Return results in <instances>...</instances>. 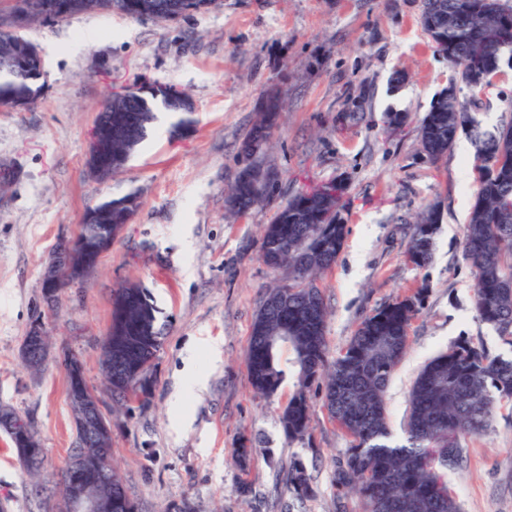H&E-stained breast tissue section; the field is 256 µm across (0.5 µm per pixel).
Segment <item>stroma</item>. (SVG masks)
Instances as JSON below:
<instances>
[{
    "label": "stroma",
    "instance_id": "1",
    "mask_svg": "<svg viewBox=\"0 0 512 512\" xmlns=\"http://www.w3.org/2000/svg\"><path fill=\"white\" fill-rule=\"evenodd\" d=\"M422 0H219L162 25L82 12L33 23L45 89L30 108L0 109V402L28 416L44 450L38 475L18 463L0 431V502L8 512H64L58 481L75 435L65 355H76L112 421V463L137 512H361L331 485L346 439L310 389L304 439H288L279 411L293 371L271 397L256 394L247 367L251 324L288 273L259 258L266 224L299 192L343 184L345 244L321 283L330 355L380 306L413 295L422 304L410 345L387 392L393 438L402 441L408 391L433 356L466 338L512 355L473 305L463 228L477 193L475 149L459 138L447 160L420 149L418 127L455 76L419 23ZM188 94L196 126L172 140L153 129L127 167L101 183L88 171L90 130L113 86L136 81ZM284 109L255 157L270 174L263 200L231 213L228 190L242 168L241 143L268 95ZM405 122L390 132L388 116ZM485 128L512 123V71L482 98ZM138 191L132 221L97 269L45 304L42 275L58 240L78 233L88 206ZM440 203L434 255L422 268L405 256L403 228ZM149 291L164 337L148 402H113L100 365L112 292ZM41 320L49 356L22 359ZM463 462L448 474L460 512H512V404L482 436L461 439ZM302 462L311 476L297 495L284 484Z\"/></svg>",
    "mask_w": 512,
    "mask_h": 512
}]
</instances>
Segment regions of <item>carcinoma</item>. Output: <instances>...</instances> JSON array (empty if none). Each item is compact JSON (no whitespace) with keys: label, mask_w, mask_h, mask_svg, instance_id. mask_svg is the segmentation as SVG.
I'll return each instance as SVG.
<instances>
[{"label":"carcinoma","mask_w":512,"mask_h":512,"mask_svg":"<svg viewBox=\"0 0 512 512\" xmlns=\"http://www.w3.org/2000/svg\"><path fill=\"white\" fill-rule=\"evenodd\" d=\"M73 13L101 11L159 24L174 22L208 10L217 0H77ZM420 24L432 45L448 46V62L455 81L472 92L461 102L457 94L435 98L421 121L419 145L435 162L447 158L465 136L475 148L478 167L477 198L463 231V256L474 278V308L512 344V124L492 131L472 115L481 94L473 72L489 83L512 59V5L503 0H422ZM42 59L36 43L24 33L0 31V107L35 104L43 85ZM173 88L158 86L159 95L142 94L137 86L123 95H110L95 124L112 127V164L89 163L100 181L121 171L147 139L163 108L175 116L170 136L186 137L196 125L194 103H178ZM279 100H266L260 120L241 145L244 159L255 155L271 137ZM265 188L239 172L228 191V208L243 214L261 202ZM344 189L334 182L303 192L277 210L266 225L260 258L272 270L288 271V287L271 291L253 320L245 363L257 393L270 396L290 366L297 389L280 414L291 440L303 438L311 421L309 392L324 385V406L349 438L336 460L333 486L353 492L362 512H459L446 476L462 462L460 439L482 435L489 426L496 400L512 401V358L493 355L469 340L430 359L417 374L409 393V416L404 442L392 439L386 408L389 383L409 348L408 328L419 311L414 297L387 303L364 318L351 340L333 361L327 360V306L318 279L332 269L341 251L346 224L340 215ZM138 207V192L93 205L98 217L81 225L80 234L95 239L112 225L117 237ZM442 222L438 204H430L408 224L406 256L423 268L433 257ZM157 309L146 289L128 284L113 291L112 324L103 340L100 364L112 374V397L151 396L154 359L161 344ZM112 371H107V364ZM19 463L38 471L42 452L14 449ZM72 452L88 469H95L103 453L97 441L75 432ZM309 477L301 463L286 476L288 489L304 493ZM85 499L97 512H134L116 471L107 480L84 483Z\"/></svg>","instance_id":"carcinoma-1"}]
</instances>
